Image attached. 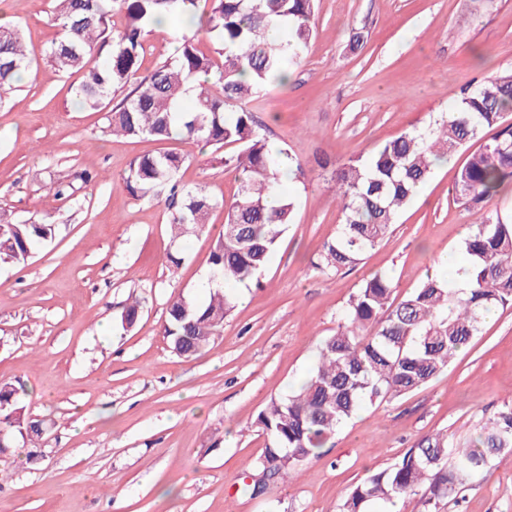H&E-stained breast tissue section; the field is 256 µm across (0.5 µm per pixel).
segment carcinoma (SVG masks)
Returning <instances> with one entry per match:
<instances>
[{"label": "carcinoma", "instance_id": "obj_1", "mask_svg": "<svg viewBox=\"0 0 512 512\" xmlns=\"http://www.w3.org/2000/svg\"><path fill=\"white\" fill-rule=\"evenodd\" d=\"M58 26L65 33L51 43L47 60L57 70L81 71L75 89L81 104L107 112L114 135L148 136L156 141H193L224 145V166L241 172L235 201L222 233L210 250V276L199 301L179 295L167 306L164 336L172 352L191 359L219 336L235 308L224 282L259 283L288 224L293 202L281 193L286 152L272 148L258 130L253 113L238 102L251 98L299 64L313 35L317 0H213L203 30L214 35L212 54L200 52L181 36L178 54L140 74L145 36L162 16L192 18L198 0H56ZM124 13L123 27L112 26L113 11ZM112 44L102 66L91 64L98 45ZM20 30L0 25V92L11 91L30 71ZM218 74L219 86L194 84ZM134 88L115 106L112 92ZM512 73L495 75L455 94L453 111L426 129H408L366 158L336 169L341 223L336 237L323 244L318 268L341 272L390 233L398 211L430 178L435 160L480 143L460 168L455 198L478 215L462 242L469 262L465 288L428 277L400 301L392 280L375 273L350 298L344 322L320 340L313 367L301 386L272 398L257 415L268 437L256 459L247 489L263 495L270 486L301 471L303 463L365 404L409 394L444 372L457 354L479 335L485 312L512 306V218L486 210L507 179L512 180ZM487 129L495 130L483 138ZM186 157L174 149L147 154L131 163L123 184L132 196L152 195L168 210L173 241L208 229L217 202L203 185L189 187L178 173ZM281 194L280 204L267 199ZM55 236L44 221L0 224V265H18L34 247ZM141 301L132 299L121 315L124 329L139 319ZM0 453L12 447L13 432L33 444L39 422L25 416L21 389L0 385ZM512 452V406L501 410L468 441L446 434L416 442L402 460L368 474L339 504L337 512H365L372 503L393 504L411 493L421 496L425 512H439L443 500H457L463 486L484 473L490 461Z\"/></svg>", "mask_w": 512, "mask_h": 512}]
</instances>
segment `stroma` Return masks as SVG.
<instances>
[{
    "label": "stroma",
    "mask_w": 512,
    "mask_h": 512,
    "mask_svg": "<svg viewBox=\"0 0 512 512\" xmlns=\"http://www.w3.org/2000/svg\"><path fill=\"white\" fill-rule=\"evenodd\" d=\"M0 14L21 25L33 61L0 102V214L58 228L25 263L0 266V385L24 387L25 413L45 430L38 446L0 457V512H336L361 478L422 437L467 439L512 405L508 306L427 386L362 407L301 477L263 496L245 488L267 444L259 411L308 374L363 279L388 274L401 298L458 253L474 221L451 192L463 151L435 168L355 269L314 267L340 223L338 166L429 126L454 92L512 70V0H319L316 33L287 84L247 103L269 144L303 168L285 185L293 222L259 285L192 360L162 334L166 307L207 278L236 172L218 146L175 142L187 156L180 179L219 206L208 233L172 244L165 206L123 188L130 164L159 142L106 133L105 112L74 95L81 73L45 59L54 0H0ZM186 31L175 21L148 36L142 73L176 56ZM175 246L183 261L173 267ZM133 296L141 315L124 330ZM442 512H512V454L494 457Z\"/></svg>",
    "instance_id": "obj_1"
}]
</instances>
